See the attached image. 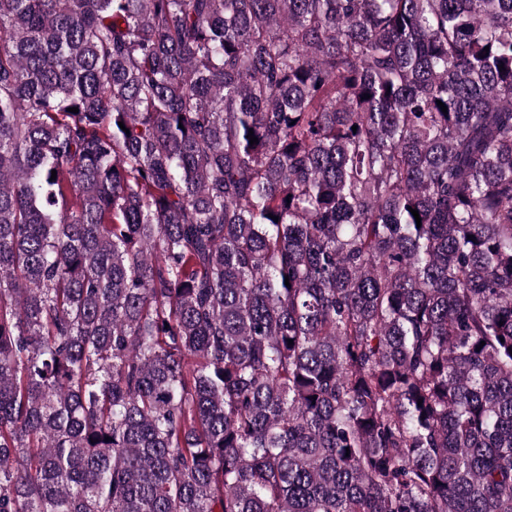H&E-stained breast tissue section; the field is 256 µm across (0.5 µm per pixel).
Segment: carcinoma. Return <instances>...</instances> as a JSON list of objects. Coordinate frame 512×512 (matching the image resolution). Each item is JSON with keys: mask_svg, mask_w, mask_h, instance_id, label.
Listing matches in <instances>:
<instances>
[{"mask_svg": "<svg viewBox=\"0 0 512 512\" xmlns=\"http://www.w3.org/2000/svg\"><path fill=\"white\" fill-rule=\"evenodd\" d=\"M0 512H512V0H0Z\"/></svg>", "mask_w": 512, "mask_h": 512, "instance_id": "1", "label": "carcinoma"}]
</instances>
